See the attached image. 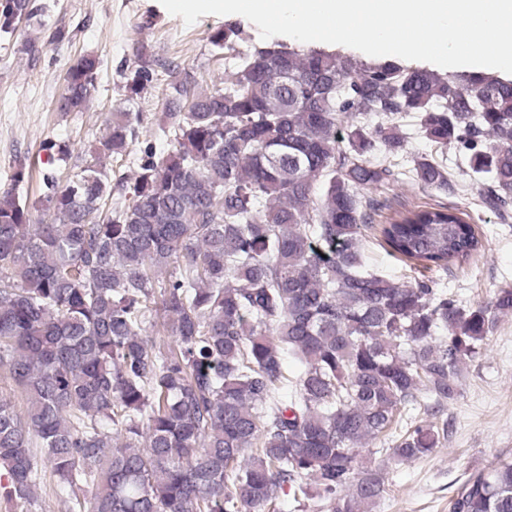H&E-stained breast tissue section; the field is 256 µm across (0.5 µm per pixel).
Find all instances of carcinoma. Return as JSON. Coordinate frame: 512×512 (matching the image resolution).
Returning a JSON list of instances; mask_svg holds the SVG:
<instances>
[{
	"mask_svg": "<svg viewBox=\"0 0 512 512\" xmlns=\"http://www.w3.org/2000/svg\"><path fill=\"white\" fill-rule=\"evenodd\" d=\"M33 17L30 0H0L1 32ZM240 36L210 35L231 70L186 112L190 72L139 50L129 99L155 67L169 75L171 149L140 148L120 206L102 159L138 140L143 116L129 110L66 179L43 173L48 220L0 189V368L27 396L23 414L0 399V500L15 512L40 484L35 448L69 512H270L285 487L325 512H372L387 488L376 470L353 477L360 449L409 461L438 448L461 366L512 315L511 285L467 307L432 276L368 271L374 228L430 271L467 263L482 240L443 206L376 226L360 195L397 180L399 123L414 114L417 133L470 152L485 204L507 209L512 81L283 43L240 52ZM100 66L87 54L69 68L60 111L89 108ZM414 171L458 190L442 162ZM159 319L173 343L145 335ZM286 354L302 373L288 375ZM450 512H512V455L468 473Z\"/></svg>",
	"mask_w": 512,
	"mask_h": 512,
	"instance_id": "1",
	"label": "carcinoma"
}]
</instances>
